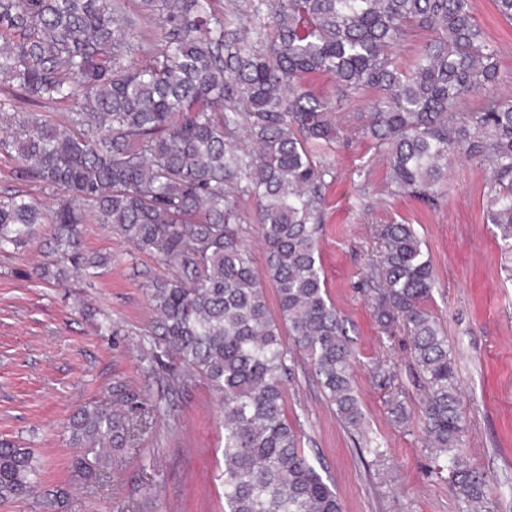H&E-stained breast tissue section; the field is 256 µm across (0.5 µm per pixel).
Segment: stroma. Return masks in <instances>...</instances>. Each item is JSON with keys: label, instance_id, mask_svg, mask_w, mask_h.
<instances>
[{"label": "stroma", "instance_id": "obj_1", "mask_svg": "<svg viewBox=\"0 0 512 512\" xmlns=\"http://www.w3.org/2000/svg\"><path fill=\"white\" fill-rule=\"evenodd\" d=\"M473 11L501 52V88L512 94V22L493 0H473ZM331 158L336 178L326 191L319 250L328 294L353 341L364 421L360 432L346 428L298 355L286 384L289 423L335 483L344 512H512V256L484 221L487 171L452 161L433 207L393 192L385 157L368 139L342 138ZM392 222L412 224L433 262L436 286L426 307L455 359L465 454L487 479L478 508L433 466L406 324L384 332L371 306L366 273L384 252L376 229ZM81 243L106 263L64 280L49 226L0 254V440L30 448L44 486L70 490L68 512H222L219 403L204 379L181 383L178 360L151 351L148 286L172 269L105 224H84ZM396 396L407 420L392 412ZM110 400L134 409L140 425L87 482L73 472L77 450L65 425L77 409ZM369 440L386 449L384 462L364 453Z\"/></svg>", "mask_w": 512, "mask_h": 512}]
</instances>
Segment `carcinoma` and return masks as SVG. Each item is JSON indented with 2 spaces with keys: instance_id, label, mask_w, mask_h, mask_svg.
I'll list each match as a JSON object with an SVG mask.
<instances>
[{
  "instance_id": "obj_1",
  "label": "carcinoma",
  "mask_w": 512,
  "mask_h": 512,
  "mask_svg": "<svg viewBox=\"0 0 512 512\" xmlns=\"http://www.w3.org/2000/svg\"><path fill=\"white\" fill-rule=\"evenodd\" d=\"M144 15L152 46L135 29ZM419 31L431 38L400 64L395 49ZM499 57L472 0H252L236 30L216 0H0V123L10 128L0 150L17 154V179L61 192L49 210L19 190L0 196V253L49 224L60 261L89 275L101 262L80 251L79 225L93 220L173 268L150 285L152 336L180 362L181 382L200 376L220 400L224 512H343L285 417L293 369L282 340L285 328L342 423L360 429L353 350L319 262L335 117L370 96L354 130L383 149L397 194L433 204L451 159L483 167L486 223L512 253V97L499 93ZM312 73L331 75L335 94L305 89ZM19 101L68 113L59 123L14 111ZM249 197L262 274L240 239ZM379 236L383 265L367 275L375 316L386 330L407 322L427 383L428 445L479 504L486 480L461 448L455 360L424 306L431 258L410 224H384ZM68 432L82 449L75 472L92 479L131 442L133 419L89 404ZM35 494L45 512L69 498L43 489L30 449L0 441V505Z\"/></svg>"
}]
</instances>
